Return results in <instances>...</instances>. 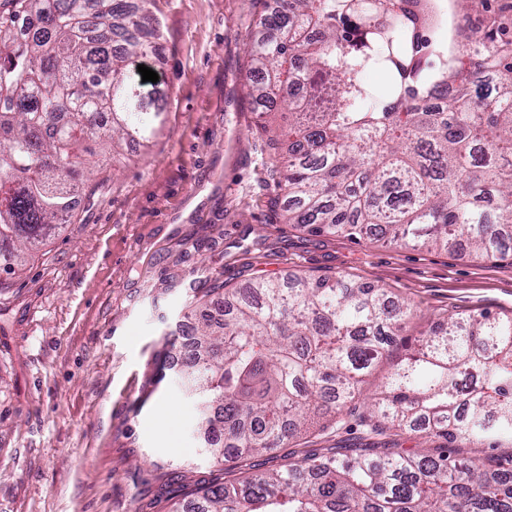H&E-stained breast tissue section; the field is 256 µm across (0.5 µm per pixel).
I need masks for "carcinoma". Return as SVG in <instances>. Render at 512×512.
I'll use <instances>...</instances> for the list:
<instances>
[{
  "label": "carcinoma",
  "instance_id": "carcinoma-1",
  "mask_svg": "<svg viewBox=\"0 0 512 512\" xmlns=\"http://www.w3.org/2000/svg\"><path fill=\"white\" fill-rule=\"evenodd\" d=\"M153 0H0V271L14 274L69 218L83 142L107 161L165 122L166 91L132 75L157 58ZM491 0H453L461 17ZM429 0H280L250 47L252 98L289 112L280 216L314 233L482 258L512 248V25L442 41ZM379 70L382 91L361 75ZM192 308L182 378L203 447L233 470L336 416L413 315L375 285L259 279ZM423 422L445 442L512 446V316L437 321L367 416ZM174 512H512V453L486 461L381 445L312 454L197 489Z\"/></svg>",
  "mask_w": 512,
  "mask_h": 512
}]
</instances>
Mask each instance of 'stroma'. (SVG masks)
<instances>
[{"mask_svg": "<svg viewBox=\"0 0 512 512\" xmlns=\"http://www.w3.org/2000/svg\"><path fill=\"white\" fill-rule=\"evenodd\" d=\"M272 5L155 0L165 125L93 169L71 222L0 288V512H168L219 477L175 372L150 384L192 298L339 276L418 310L355 407L258 456L262 471L371 442L367 401L433 322L512 313L511 257L315 235L274 217L269 167L288 160V115L263 116L247 78L256 19Z\"/></svg>", "mask_w": 512, "mask_h": 512, "instance_id": "obj_1", "label": "stroma"}]
</instances>
